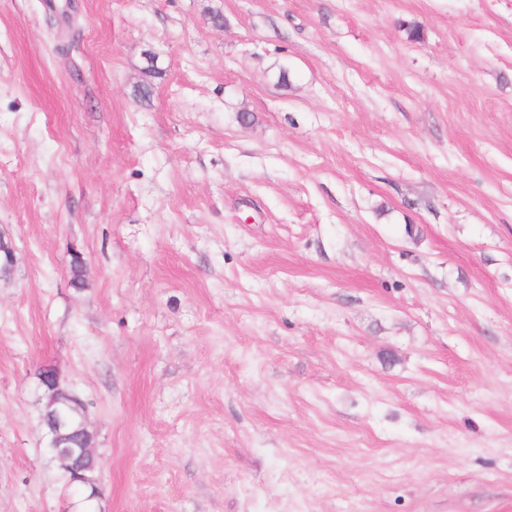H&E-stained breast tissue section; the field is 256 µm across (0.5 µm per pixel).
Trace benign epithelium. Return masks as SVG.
Segmentation results:
<instances>
[{"label": "benign epithelium", "instance_id": "1", "mask_svg": "<svg viewBox=\"0 0 512 512\" xmlns=\"http://www.w3.org/2000/svg\"><path fill=\"white\" fill-rule=\"evenodd\" d=\"M50 374L39 376V388L44 400L41 422L46 431L51 459L57 461L71 482L86 484L84 501L90 503L99 497L98 480L85 477V463L97 462L95 436L90 430L87 413H82L79 427H73L71 418L58 407L60 399L67 396L77 402L81 398L62 381L58 371L47 367Z\"/></svg>", "mask_w": 512, "mask_h": 512}]
</instances>
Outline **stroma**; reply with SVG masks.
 <instances>
[{
  "mask_svg": "<svg viewBox=\"0 0 512 512\" xmlns=\"http://www.w3.org/2000/svg\"><path fill=\"white\" fill-rule=\"evenodd\" d=\"M0 240V512L45 365L95 512H512V0H0Z\"/></svg>",
  "mask_w": 512,
  "mask_h": 512,
  "instance_id": "stroma-1",
  "label": "stroma"
}]
</instances>
